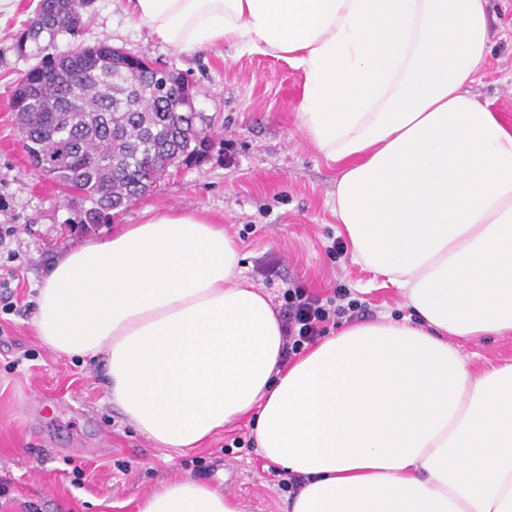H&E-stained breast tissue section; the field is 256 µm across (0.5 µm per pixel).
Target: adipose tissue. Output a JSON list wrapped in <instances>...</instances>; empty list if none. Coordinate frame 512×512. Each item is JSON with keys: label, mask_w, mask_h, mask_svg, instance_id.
Segmentation results:
<instances>
[{"label": "adipose tissue", "mask_w": 512, "mask_h": 512, "mask_svg": "<svg viewBox=\"0 0 512 512\" xmlns=\"http://www.w3.org/2000/svg\"><path fill=\"white\" fill-rule=\"evenodd\" d=\"M131 2L175 49L229 44L302 71L298 129L343 166L337 232L411 314L284 363L238 244L169 210L62 254L38 339L103 358L112 404L158 447L255 417L257 453L303 478L290 512H512V362L476 372L459 349L512 335V125L468 89L491 52L488 0ZM138 512L244 510L182 477Z\"/></svg>", "instance_id": "1"}]
</instances>
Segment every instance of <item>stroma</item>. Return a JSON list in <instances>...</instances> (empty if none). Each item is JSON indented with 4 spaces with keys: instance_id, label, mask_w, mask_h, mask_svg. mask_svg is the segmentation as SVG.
Masks as SVG:
<instances>
[{
    "instance_id": "stroma-1",
    "label": "stroma",
    "mask_w": 512,
    "mask_h": 512,
    "mask_svg": "<svg viewBox=\"0 0 512 512\" xmlns=\"http://www.w3.org/2000/svg\"><path fill=\"white\" fill-rule=\"evenodd\" d=\"M38 0H15L0 13V227L14 234L0 248V279L10 281L17 308L0 309V512H137L161 482L190 477L233 495L246 512H286L290 493L278 490V466L260 457L249 421L215 434L201 448L177 454L141 435L109 401L102 362L63 358L33 327L35 298L48 267L63 252L103 240L146 209L205 212L235 238L246 275L281 305L283 281L322 297L349 293L360 303L337 327L408 315L406 298L385 277L356 264L338 246L334 199L339 167L300 134V70L226 45L185 53L131 19L129 0H93L77 39L20 42ZM491 52L470 86L512 124V0H489ZM113 48L182 73L213 144L199 166L174 173L111 223L74 236L81 203L67 201L27 156L11 110L22 73L70 43ZM273 267V280L263 271ZM477 371L512 361V336L464 344ZM246 439L242 448L233 437Z\"/></svg>"
}]
</instances>
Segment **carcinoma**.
<instances>
[{
    "label": "carcinoma",
    "mask_w": 512,
    "mask_h": 512,
    "mask_svg": "<svg viewBox=\"0 0 512 512\" xmlns=\"http://www.w3.org/2000/svg\"><path fill=\"white\" fill-rule=\"evenodd\" d=\"M91 0H39L26 40L76 38ZM189 81L103 41L58 52L16 84L11 109L30 161L86 207L78 223L108 224L168 176L205 160L212 137L187 105Z\"/></svg>",
    "instance_id": "carcinoma-1"
}]
</instances>
